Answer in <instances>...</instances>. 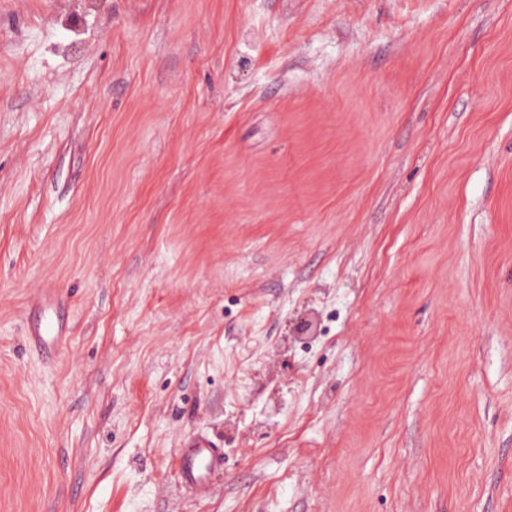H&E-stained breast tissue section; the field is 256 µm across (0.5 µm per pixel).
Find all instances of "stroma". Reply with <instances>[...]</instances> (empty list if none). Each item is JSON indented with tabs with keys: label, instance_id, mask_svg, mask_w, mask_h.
<instances>
[{
	"label": "stroma",
	"instance_id": "stroma-1",
	"mask_svg": "<svg viewBox=\"0 0 512 512\" xmlns=\"http://www.w3.org/2000/svg\"><path fill=\"white\" fill-rule=\"evenodd\" d=\"M0 512H512V0H0ZM29 336L35 349L41 348L47 342L56 346H61L63 343V331L60 325L51 320H42L37 326L30 327ZM224 471V454L213 448L203 438L192 441L183 448L180 457V479L184 487L201 493L207 490L211 480Z\"/></svg>",
	"mask_w": 512,
	"mask_h": 512
}]
</instances>
